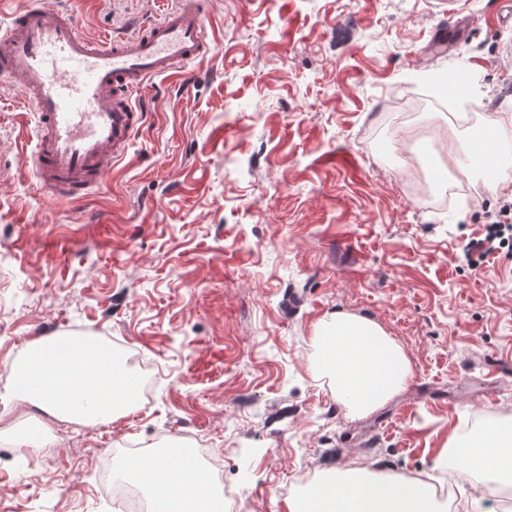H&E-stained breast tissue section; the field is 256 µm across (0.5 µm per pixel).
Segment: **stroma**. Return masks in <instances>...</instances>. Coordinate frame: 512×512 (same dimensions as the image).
I'll return each instance as SVG.
<instances>
[{"instance_id": "stroma-1", "label": "stroma", "mask_w": 512, "mask_h": 512, "mask_svg": "<svg viewBox=\"0 0 512 512\" xmlns=\"http://www.w3.org/2000/svg\"><path fill=\"white\" fill-rule=\"evenodd\" d=\"M88 36L167 0H47ZM215 53L156 80L146 122L77 207L25 157L33 118L0 88V385L45 336L92 339L153 368L152 401L105 429L70 424L39 461L0 458V512H114L99 470L126 444L207 441L228 512H286L325 469L428 472L450 435L512 424V252L472 262L505 201L448 148L471 135L415 107L454 70L494 124L512 179V24L462 0L468 35L431 44L449 0H208ZM375 320L408 355L403 393L346 416L315 378L314 324ZM504 365L497 377L489 364Z\"/></svg>"}]
</instances>
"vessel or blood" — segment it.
<instances>
[{"label":"vessel or blood","instance_id":"1","mask_svg":"<svg viewBox=\"0 0 512 512\" xmlns=\"http://www.w3.org/2000/svg\"><path fill=\"white\" fill-rule=\"evenodd\" d=\"M173 2L157 20L114 39L81 34L71 12L44 0H21L0 26V83L31 110L34 147L26 163L56 202H83L101 186L145 122L141 95L149 84L192 80L189 64L212 54L206 0ZM498 148L489 129L473 153L490 184L498 178Z\"/></svg>","mask_w":512,"mask_h":512}]
</instances>
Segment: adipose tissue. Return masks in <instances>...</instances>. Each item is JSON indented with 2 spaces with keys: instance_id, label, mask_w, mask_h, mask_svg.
Masks as SVG:
<instances>
[{
  "instance_id": "obj_1",
  "label": "adipose tissue",
  "mask_w": 512,
  "mask_h": 512,
  "mask_svg": "<svg viewBox=\"0 0 512 512\" xmlns=\"http://www.w3.org/2000/svg\"><path fill=\"white\" fill-rule=\"evenodd\" d=\"M315 370L331 379L347 416H364L405 389L413 376L401 346L376 321L338 312L313 327ZM15 391L65 420L98 423L137 406L136 377L108 346L93 340L44 337L12 365ZM462 469L486 489L512 478V427L497 423L470 433ZM124 471L144 482L153 512H224V497L189 449L172 444L126 461ZM433 483L383 471L330 469L289 497L288 512H446Z\"/></svg>"
}]
</instances>
